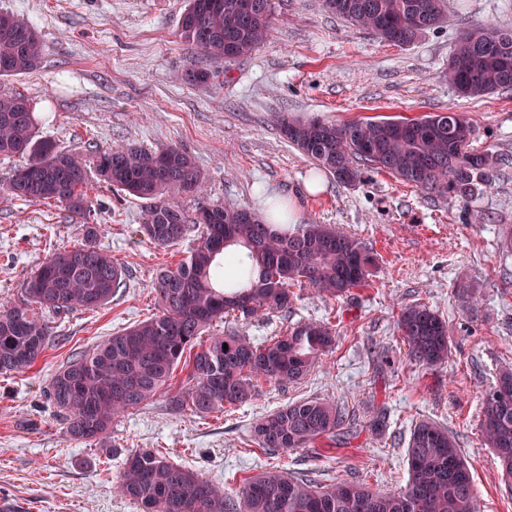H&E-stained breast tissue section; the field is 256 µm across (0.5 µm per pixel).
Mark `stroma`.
I'll return each mask as SVG.
<instances>
[{
  "instance_id": "1",
  "label": "stroma",
  "mask_w": 512,
  "mask_h": 512,
  "mask_svg": "<svg viewBox=\"0 0 512 512\" xmlns=\"http://www.w3.org/2000/svg\"><path fill=\"white\" fill-rule=\"evenodd\" d=\"M187 0H0L33 25L46 51L34 71L0 79V95L27 98L39 133L64 150L131 144L176 146L202 172L209 201L263 212L290 205L298 220L340 227L375 254L372 282L329 299L295 287L288 311L214 325L262 341L303 322L328 324L336 345L300 382L263 384L256 400L206 416L174 410L166 397L116 420L105 445L73 443L46 398L53 371L103 337L155 314L150 285L186 256L191 242L162 248L139 232L143 200L90 177V209L0 195V302L13 304L56 249L81 246L97 225L100 244L127 286L95 311L52 318L38 362L0 375V501L17 512H141L113 488L124 455L163 452L236 494L244 478L279 469L330 485L351 478L393 493L408 481L414 426L448 428L470 463L481 512H512L492 449L481 437L482 394L512 366V91L457 97L442 76L460 34L512 25V0H444L439 27L392 45L328 13L322 0H273L267 39L251 54L210 63L203 85L185 80L196 52L179 36ZM463 112L475 148L498 154L494 186L458 203L365 170L343 184L314 169L280 134L276 113L299 120L417 119ZM320 180L309 194L306 183ZM480 300L468 308L462 286ZM422 304L448 325L447 363L428 369L408 355L402 308ZM325 398L349 407V436L271 453L251 440L263 416L288 403Z\"/></svg>"
}]
</instances>
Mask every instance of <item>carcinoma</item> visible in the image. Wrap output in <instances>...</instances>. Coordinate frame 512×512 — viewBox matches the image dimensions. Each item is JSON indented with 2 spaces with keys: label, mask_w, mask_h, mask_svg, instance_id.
<instances>
[{
  "label": "carcinoma",
  "mask_w": 512,
  "mask_h": 512,
  "mask_svg": "<svg viewBox=\"0 0 512 512\" xmlns=\"http://www.w3.org/2000/svg\"><path fill=\"white\" fill-rule=\"evenodd\" d=\"M241 0H189L179 36L211 61L227 55V38L239 57L267 37L271 0L248 24ZM323 6L384 42L396 36L409 44L431 29L401 27L407 14L427 13L442 20L443 0H323ZM210 32L197 37V27ZM512 35L511 27H475L456 42L445 76L461 98L512 89V65L497 49L471 39L478 32ZM44 44L35 28L0 10V77L38 68ZM472 70L482 81L463 85ZM214 73L190 64L185 78L208 82ZM278 127L316 168L342 183L360 178L362 168L385 171L423 191L465 202L493 186L497 156L472 147L473 123L448 110L418 120L327 123L321 134L313 121L282 113ZM37 121L27 99L0 97V156H21L25 164L9 178L6 192L23 201L53 200L75 211L88 207L89 172L146 202L140 233L160 247L178 244L202 227L188 255L176 268L157 273L151 289L158 313L104 337L68 360L50 376L48 399L62 418L70 442H101L112 423L164 394L177 367L187 369L186 385L167 394L175 410L199 415L222 413L259 396L258 381L279 385L304 378L336 343L330 327L304 322L282 336L259 343L237 332L201 336L228 316L249 321L288 310L292 287L309 286L336 299L369 280L376 259L356 238L331 224L309 220L287 226L269 224L252 211L211 203L206 222L189 217L178 198L202 193L204 177L190 155L177 146L160 152L117 145L84 154L59 150L36 135ZM99 229L87 226L83 245L55 250L23 284L20 303L0 305V374L23 371L47 349L51 328L46 315L95 310L125 287V273L97 244ZM397 327L409 355L420 365L448 361V325L424 305L401 310ZM502 384L512 386V367L502 368L482 395L481 434L493 449L506 483L512 482V401L493 403L487 396ZM349 411L334 400L290 403L259 420L251 437L262 449L307 448L345 429ZM409 479L397 493H381L359 481L321 486L282 470L242 481L234 500L224 488L163 453L134 450L123 458L115 489L144 512H480L473 479L456 438L433 421L417 423L406 448Z\"/></svg>",
  "instance_id": "cac0c4a2"
}]
</instances>
